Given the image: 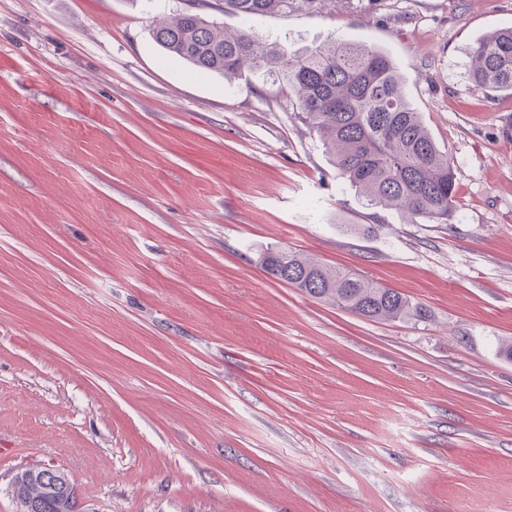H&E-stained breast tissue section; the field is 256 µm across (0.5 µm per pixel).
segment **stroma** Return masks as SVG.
<instances>
[{
    "mask_svg": "<svg viewBox=\"0 0 512 512\" xmlns=\"http://www.w3.org/2000/svg\"><path fill=\"white\" fill-rule=\"evenodd\" d=\"M179 0H0V512H512V97L470 48L512 0L210 16L388 51L455 161L445 224L367 206L283 84L159 47ZM292 250L425 307L369 320L272 278ZM57 475L64 480L63 473L56 468L28 469L16 474L12 482V490L16 497L21 493V489L28 483L43 480L50 475Z\"/></svg>",
    "mask_w": 512,
    "mask_h": 512,
    "instance_id": "stroma-1",
    "label": "stroma"
}]
</instances>
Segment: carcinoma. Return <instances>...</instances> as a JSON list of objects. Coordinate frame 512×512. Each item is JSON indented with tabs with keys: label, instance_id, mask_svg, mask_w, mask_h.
I'll return each mask as SVG.
<instances>
[{
	"label": "carcinoma",
	"instance_id": "carcinoma-1",
	"mask_svg": "<svg viewBox=\"0 0 512 512\" xmlns=\"http://www.w3.org/2000/svg\"><path fill=\"white\" fill-rule=\"evenodd\" d=\"M247 19L290 10L314 11L326 0H217ZM181 11L156 21L152 35L166 52L197 70L226 79L245 67L277 77L295 101L298 117L316 130L341 179L373 208L399 210L446 224L457 210L454 159L438 149L419 113L407 102L392 59L371 44L339 37L312 48L285 51L247 29L233 35L203 15ZM468 79L486 91L512 93V27L481 38L471 48ZM261 263L276 280L367 319L426 318L427 311L401 293L328 268L292 251H266ZM41 512H64L47 501L46 485L26 488Z\"/></svg>",
	"mask_w": 512,
	"mask_h": 512
}]
</instances>
